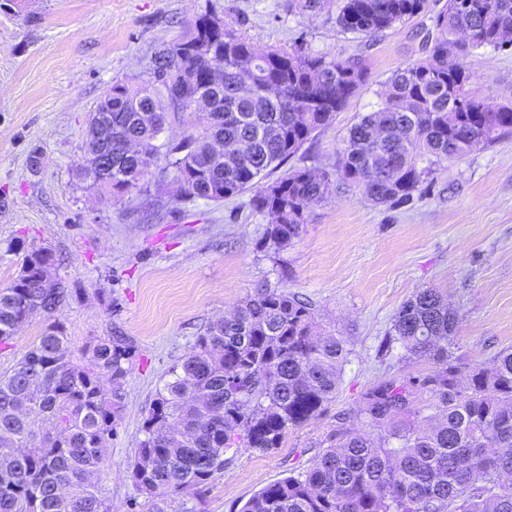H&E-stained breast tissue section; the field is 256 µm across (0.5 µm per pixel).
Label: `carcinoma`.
Here are the masks:
<instances>
[{"label": "carcinoma", "mask_w": 512, "mask_h": 512, "mask_svg": "<svg viewBox=\"0 0 512 512\" xmlns=\"http://www.w3.org/2000/svg\"><path fill=\"white\" fill-rule=\"evenodd\" d=\"M426 0H338L337 21L372 37L422 12ZM429 54L397 70L377 110L348 132L342 179L377 204L411 202L429 176L474 147L512 132V103L490 107L469 89L463 58L500 51L512 31V0H448L433 18ZM470 32L456 44L451 31ZM221 70L216 80L215 70ZM150 80L115 82L94 112H112V173L88 156L73 174L122 198L155 169L172 171L184 200L221 202L246 193L294 157L365 83L355 60L290 49H257L223 19L202 16L150 61ZM204 99L200 131L160 152L159 136ZM244 146L220 154L221 145ZM328 174L292 168L252 197L266 213L263 247L298 238L306 210L328 194ZM57 258L24 251L12 284L0 288V346L39 316L50 320L9 373L0 374V512H112L92 477L112 436L135 356L124 336L100 337L77 361L57 319L76 289L45 275ZM459 319L434 288L417 291L394 315L387 349L433 364L425 375L380 380L361 396L359 427L336 439L306 471L267 485L239 512H512V350L490 365L454 352ZM345 341L316 328L312 308L285 289L261 285L229 317L205 324L149 405L129 467L144 496L140 512H170L198 496L239 448H279L291 430L321 415L340 381ZM429 394L427 408L417 394Z\"/></svg>", "instance_id": "1"}]
</instances>
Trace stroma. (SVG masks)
I'll use <instances>...</instances> for the list:
<instances>
[{"label":"stroma","mask_w":512,"mask_h":512,"mask_svg":"<svg viewBox=\"0 0 512 512\" xmlns=\"http://www.w3.org/2000/svg\"><path fill=\"white\" fill-rule=\"evenodd\" d=\"M444 6L428 0L426 13L365 37L341 30L336 0H0V288L18 274L12 245L51 248L56 276L79 291L60 316L72 352L110 334L133 342L124 407L98 475L114 512L140 498L128 468L169 368L200 326L259 283L309 302L323 333L342 337L349 354L327 410L280 448L239 449L195 501L197 512H239L266 485L310 468L338 430L356 427L367 388L429 371L428 362H401L383 348L397 309L419 289L447 293L460 317L462 362L487 364L512 349V135L449 162L398 206L370 202L336 170L349 128L377 109L398 69L424 58L430 16ZM204 15L256 48L301 42L359 59L366 72L365 86L287 162L328 172L332 189L277 252L261 246L268 218L250 194L180 202L157 170L116 201L73 176L105 89L147 81L155 50ZM464 65L479 96L512 102L511 48L469 55Z\"/></svg>","instance_id":"obj_1"}]
</instances>
